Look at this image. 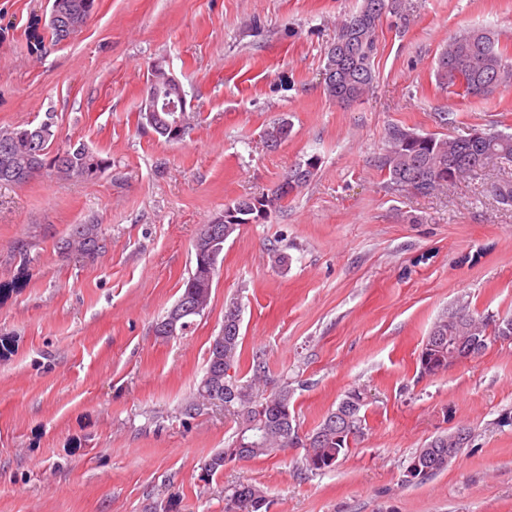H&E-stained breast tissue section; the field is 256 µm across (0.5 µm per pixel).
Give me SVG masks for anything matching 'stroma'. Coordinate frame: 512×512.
Instances as JSON below:
<instances>
[{
  "instance_id": "35a3bbf8",
  "label": "stroma",
  "mask_w": 512,
  "mask_h": 512,
  "mask_svg": "<svg viewBox=\"0 0 512 512\" xmlns=\"http://www.w3.org/2000/svg\"><path fill=\"white\" fill-rule=\"evenodd\" d=\"M361 3L98 0L80 32L38 44L48 0H0V128L51 112L57 145L110 160L89 181L0 185V512H224L242 482L272 512H512V341L432 378L418 370L433 323L458 303L512 315V206L492 192L512 164L427 197L390 190L374 165L391 124L512 132V89L471 98L435 77L467 28L512 56V0H400L378 29L374 87L344 107L323 89L325 49ZM156 63L187 95L178 142L138 125ZM283 118L288 139L267 147ZM313 155L300 193L225 242L194 326L157 335L202 225ZM77 224L100 225L105 252L60 250ZM233 297L240 377L260 355L271 387L291 389L301 432L349 389L367 392L364 434L332 470L307 471L294 448L208 472L236 426L184 409ZM460 426L474 434L461 459L406 482L416 450Z\"/></svg>"
}]
</instances>
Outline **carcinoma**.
Returning <instances> with one entry per match:
<instances>
[{"label":"carcinoma","mask_w":512,"mask_h":512,"mask_svg":"<svg viewBox=\"0 0 512 512\" xmlns=\"http://www.w3.org/2000/svg\"><path fill=\"white\" fill-rule=\"evenodd\" d=\"M376 0H362L361 6L339 23L336 36L326 51L324 71L333 72L331 80L323 81L324 91L338 104L350 105L360 100L376 82L375 58L378 53L377 30L382 15L375 13ZM466 80L464 93L476 98H487L499 90L512 87V58L502 50L493 33L487 29H465L448 42L437 59L436 77L441 86L457 85V76ZM53 115H46L38 126L0 129V177L16 172L25 180L45 172L62 180H93L109 165L110 159L85 148L50 149L55 139ZM291 124L282 119L265 131L264 138L273 144L288 139ZM385 148L375 159V166L384 173L388 186L394 191L416 195H432L476 171L512 162V133L486 132L480 140L467 136L439 138L434 134H419L400 125L388 127ZM319 159L311 156L289 170L269 195L241 197L225 207L234 211L232 224H248L258 215L257 206L273 210L283 200L300 192L315 175ZM101 226L79 224L65 238L63 247L83 257L98 254ZM210 272L201 260L194 259L193 269L185 282L183 293H196L210 301L212 286ZM241 308L237 298L224 303V322L233 325L234 334L224 336L222 350L211 346L207 351L206 366L214 369L240 368L242 357L241 323L235 321L230 308ZM459 312L470 318L452 327L448 315H441L432 325L431 336H470L472 329L490 334L487 342L500 335L498 319L459 305ZM254 374L246 381H238L233 391L224 395V417L231 419L237 430L259 433L255 447L239 456L241 460L275 456L288 449L304 448L306 469L314 472L322 468L315 459L334 460L345 456L351 442L363 433L365 413L357 409L349 421L331 420L335 411H329L311 432L301 436L296 424L292 392L288 386L267 389L265 366L260 358L253 359ZM238 440L215 454L208 461V471L215 474L234 461ZM420 465L437 474L448 467V444L428 443L413 455ZM272 500L266 493L249 483L234 488L225 497L224 512H268Z\"/></svg>","instance_id":"cac0c4a2"}]
</instances>
